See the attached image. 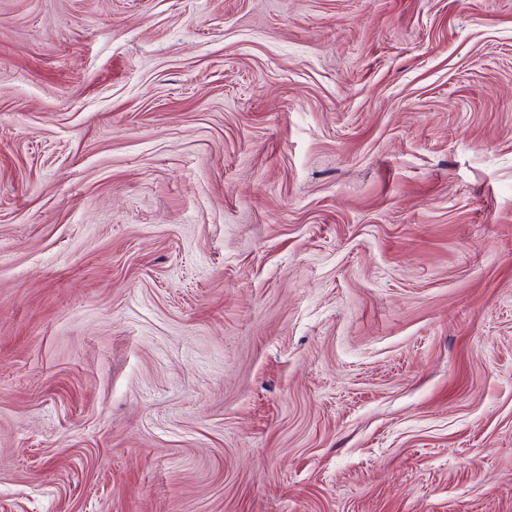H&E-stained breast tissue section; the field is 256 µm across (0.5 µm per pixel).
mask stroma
Wrapping results in <instances>:
<instances>
[{"label":"stroma","mask_w":512,"mask_h":512,"mask_svg":"<svg viewBox=\"0 0 512 512\" xmlns=\"http://www.w3.org/2000/svg\"><path fill=\"white\" fill-rule=\"evenodd\" d=\"M0 512H512V0H0Z\"/></svg>","instance_id":"obj_1"}]
</instances>
